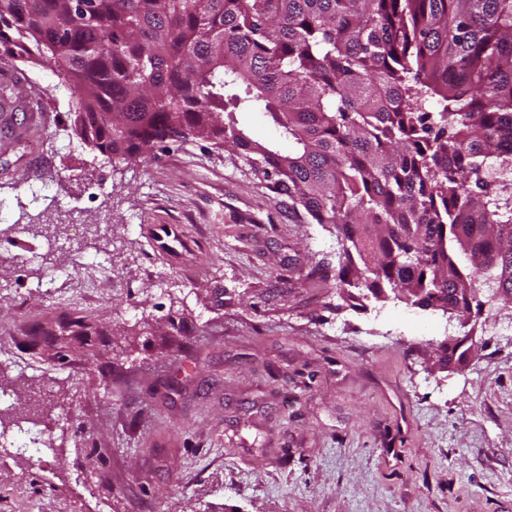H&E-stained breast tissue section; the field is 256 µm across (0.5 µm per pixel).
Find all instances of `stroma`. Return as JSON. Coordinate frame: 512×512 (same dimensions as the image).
I'll return each mask as SVG.
<instances>
[{
    "label": "stroma",
    "instance_id": "stroma-1",
    "mask_svg": "<svg viewBox=\"0 0 512 512\" xmlns=\"http://www.w3.org/2000/svg\"><path fill=\"white\" fill-rule=\"evenodd\" d=\"M0 512H512V341L337 310L336 237L197 138L110 164L43 62L0 58ZM90 342L50 343L60 314ZM469 332L463 336L448 335L443 341L438 343L436 347L432 348L430 357L434 360L435 366L430 365V372L436 374L438 372H445L451 367L441 368L439 365H453L455 368H459L465 365L467 362L472 346L462 349L464 344L467 342L466 336Z\"/></svg>",
    "mask_w": 512,
    "mask_h": 512
}]
</instances>
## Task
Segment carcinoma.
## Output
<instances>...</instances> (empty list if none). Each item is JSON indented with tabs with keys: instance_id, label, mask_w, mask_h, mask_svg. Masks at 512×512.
Returning <instances> with one entry per match:
<instances>
[{
	"instance_id": "obj_1",
	"label": "carcinoma",
	"mask_w": 512,
	"mask_h": 512,
	"mask_svg": "<svg viewBox=\"0 0 512 512\" xmlns=\"http://www.w3.org/2000/svg\"><path fill=\"white\" fill-rule=\"evenodd\" d=\"M0 53L50 65L112 163L204 138L333 229L336 310L512 309V0H0ZM238 119L240 124L247 129L254 139L274 142L284 152L291 149V144L288 143V140L279 137L275 127L261 112H242L238 114Z\"/></svg>"
}]
</instances>
